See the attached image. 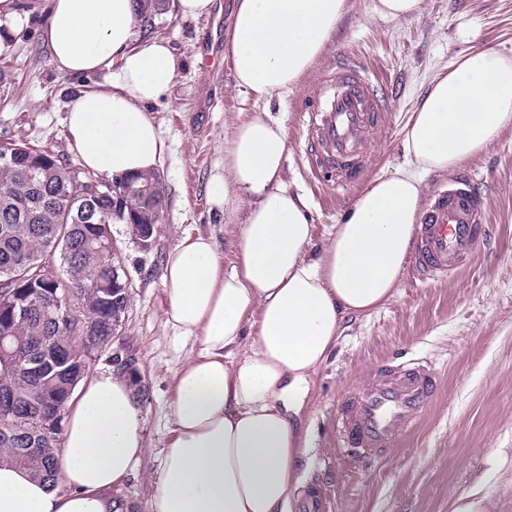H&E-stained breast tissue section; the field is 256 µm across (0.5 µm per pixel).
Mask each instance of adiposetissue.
<instances>
[{
  "label": "adipose tissue",
  "instance_id": "obj_1",
  "mask_svg": "<svg viewBox=\"0 0 512 512\" xmlns=\"http://www.w3.org/2000/svg\"><path fill=\"white\" fill-rule=\"evenodd\" d=\"M42 37L58 73L101 74L71 96L70 146L110 178L155 172L165 141L151 106L184 62L139 43L134 0H47ZM347 0H235L224 48L235 88L269 101L295 88ZM512 125V58L460 55L429 83L403 129L404 167L373 179L314 244L306 200L283 172L286 132L269 112L240 116L208 193L233 232L183 236L164 259L165 323L187 353L175 371L170 437L149 512H293L309 451L302 413L347 317L394 296L411 254L427 176L459 167ZM145 412L132 377L83 378L63 417L61 477L0 464V512H121Z\"/></svg>",
  "mask_w": 512,
  "mask_h": 512
}]
</instances>
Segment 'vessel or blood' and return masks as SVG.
<instances>
[{"instance_id": "b4317fda", "label": "vessel or blood", "mask_w": 512, "mask_h": 512, "mask_svg": "<svg viewBox=\"0 0 512 512\" xmlns=\"http://www.w3.org/2000/svg\"><path fill=\"white\" fill-rule=\"evenodd\" d=\"M388 114L376 92V74L364 64L337 66L314 91L306 115V132L315 147L309 166L315 178L336 174V184L360 181L365 170L360 153L367 135L380 129ZM483 200L469 178L441 188L418 217L414 255L419 275L440 280L467 264L482 236ZM437 380L413 362L379 370L339 405L336 428L340 447L372 456L391 447L397 432L414 428L434 399Z\"/></svg>"}]
</instances>
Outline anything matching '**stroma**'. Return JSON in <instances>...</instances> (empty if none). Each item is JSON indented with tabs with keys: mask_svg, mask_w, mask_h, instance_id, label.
Wrapping results in <instances>:
<instances>
[{
	"mask_svg": "<svg viewBox=\"0 0 512 512\" xmlns=\"http://www.w3.org/2000/svg\"><path fill=\"white\" fill-rule=\"evenodd\" d=\"M377 0H348L331 42L295 90L257 103L239 94L230 72L205 69L201 46L210 18L185 19L172 9L155 16L148 38L164 39L186 65L152 106L167 150L157 172L165 188L155 243L142 251L129 225L112 240L129 273V300L119 336L98 353L90 374L111 371L113 355L131 360L148 393L145 448L136 475L115 497L146 506L160 450L169 437L170 382L183 360L164 323L166 252L185 234L224 238V217L207 185L224 167V136L240 113L267 110L285 126V180L310 203L314 241L323 245L360 185H319L312 176L303 114L317 83L343 56L373 65L388 97L389 122L365 146L368 179L403 165L402 129L431 79L468 51L512 57V0H424L416 17L379 15ZM27 22L0 31V144L24 142L81 164L70 149L66 105L75 91L103 84L95 74L60 75L41 39L46 0H14ZM486 201L487 235L470 263L439 283L420 280L407 265L395 298L382 310L350 321L318 371L303 413L310 451L300 501L318 494L320 512H450L454 496L480 487L486 512H512V126L465 162ZM429 362L436 398L417 427L398 433L375 459H356L336 445V407L344 394L383 362Z\"/></svg>",
	"mask_w": 512,
	"mask_h": 512,
	"instance_id": "stroma-1",
	"label": "stroma"
}]
</instances>
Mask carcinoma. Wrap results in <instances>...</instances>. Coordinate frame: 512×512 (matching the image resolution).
I'll return each instance as SVG.
<instances>
[{
    "mask_svg": "<svg viewBox=\"0 0 512 512\" xmlns=\"http://www.w3.org/2000/svg\"><path fill=\"white\" fill-rule=\"evenodd\" d=\"M16 153L19 164L0 169V272L12 271L13 279L0 286V307L13 297H28L32 315L25 321L3 317L0 334L13 337L21 357L35 351L46 359L42 371L34 375L13 374L0 365V396L9 399L12 415L0 422V462H8L28 470L33 476L55 481L59 475L60 431L45 440L46 456L24 459L22 448L30 438L32 422L41 412L40 404L50 394L61 408H66L71 384L84 377L83 357L91 347L103 348L112 340L106 302L101 300L99 285L111 280L112 265L119 262L116 250L98 249L94 239L105 232L98 224L46 210L45 202L54 201L59 209L74 196L84 192L100 177L47 151L25 144L0 145V153ZM41 170V180H31L23 171L25 163ZM74 250L83 280L79 289V315L97 318L89 341L71 334L67 328L52 323V306L56 298L71 288V283L54 280L31 267L27 260L45 256L54 244Z\"/></svg>",
    "mask_w": 512,
    "mask_h": 512,
    "instance_id": "1",
    "label": "carcinoma"
}]
</instances>
